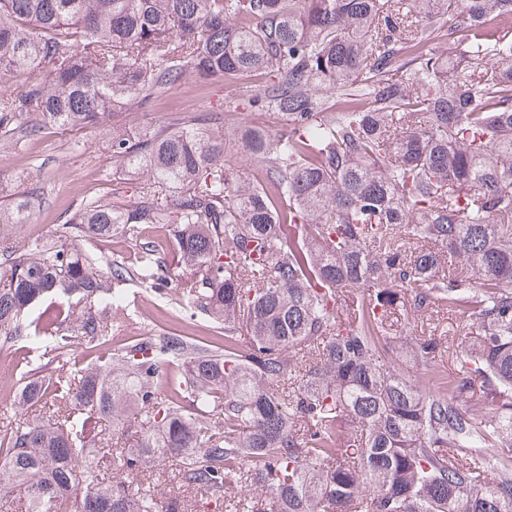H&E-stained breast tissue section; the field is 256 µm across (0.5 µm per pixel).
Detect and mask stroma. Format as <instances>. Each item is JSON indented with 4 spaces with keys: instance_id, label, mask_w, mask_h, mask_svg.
Here are the masks:
<instances>
[{
    "instance_id": "stroma-1",
    "label": "stroma",
    "mask_w": 512,
    "mask_h": 512,
    "mask_svg": "<svg viewBox=\"0 0 512 512\" xmlns=\"http://www.w3.org/2000/svg\"><path fill=\"white\" fill-rule=\"evenodd\" d=\"M215 110L219 111L220 118L208 123L207 128L217 137L232 136L245 124L273 127L279 123L276 114L253 113L236 106L221 79H188L145 107L114 114L101 124L79 131L50 129L23 133L10 145H0V179L10 183L15 193L32 195L34 201L32 220L24 225L16 246L24 249L37 240L58 246L67 244V223L82 199L100 196L130 203L131 191L119 180L112 163L113 129L137 135L175 124L187 116L200 117ZM126 290L131 312L115 315L112 320L115 345L173 328L193 336L213 339L221 336L219 329L206 317L175 324L159 315L156 307L161 300L151 289L130 284ZM442 331L452 338L463 336L465 318L458 312H443L427 321L403 316L395 322L391 333L426 336Z\"/></svg>"
}]
</instances>
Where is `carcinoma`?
Listing matches in <instances>:
<instances>
[{"mask_svg":"<svg viewBox=\"0 0 512 512\" xmlns=\"http://www.w3.org/2000/svg\"><path fill=\"white\" fill-rule=\"evenodd\" d=\"M188 77L280 117L234 135L256 175L190 117L112 130L136 201H82L65 249L16 253L33 205L0 203V337L28 345L0 385V491L25 512H186L128 479L171 459L224 512H512V0H0V142ZM159 225L170 253L141 241ZM116 233L133 263L84 246ZM135 281L177 282L176 313L224 347H112ZM442 309L464 340L391 342L394 317Z\"/></svg>","mask_w":512,"mask_h":512,"instance_id":"carcinoma-1","label":"carcinoma"}]
</instances>
